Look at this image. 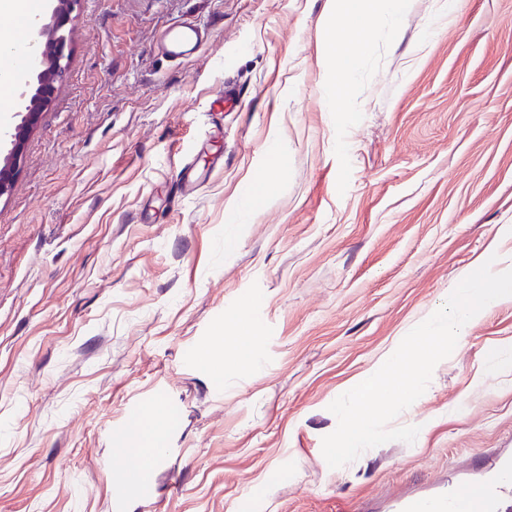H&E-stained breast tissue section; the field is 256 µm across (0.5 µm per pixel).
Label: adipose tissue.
Here are the masks:
<instances>
[{"instance_id":"1","label":"adipose tissue","mask_w":512,"mask_h":512,"mask_svg":"<svg viewBox=\"0 0 512 512\" xmlns=\"http://www.w3.org/2000/svg\"><path fill=\"white\" fill-rule=\"evenodd\" d=\"M408 0H329L325 16L329 36L324 56L334 72L331 106L348 108L349 90L354 82L355 52L380 20L396 21L404 15Z\"/></svg>"}]
</instances>
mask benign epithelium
<instances>
[{
	"label": "benign epithelium",
	"mask_w": 512,
	"mask_h": 512,
	"mask_svg": "<svg viewBox=\"0 0 512 512\" xmlns=\"http://www.w3.org/2000/svg\"><path fill=\"white\" fill-rule=\"evenodd\" d=\"M78 0H53L51 21L43 22L38 17L32 24L33 32L27 39L29 72L32 81L25 84L19 93L24 110L17 112L20 122L11 135V149L0 157V196L8 190L17 163L20 161V143L37 122L38 116L49 102L55 83L60 81L66 65V38L62 31Z\"/></svg>",
	"instance_id": "obj_1"
}]
</instances>
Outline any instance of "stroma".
Segmentation results:
<instances>
[{
    "mask_svg": "<svg viewBox=\"0 0 512 512\" xmlns=\"http://www.w3.org/2000/svg\"><path fill=\"white\" fill-rule=\"evenodd\" d=\"M327 5L79 0L0 196V512H113L137 403L179 414L124 512L381 508L512 455V299L394 419L414 443L322 454L330 404L463 270L512 256V0H411L344 112ZM186 17L209 39L176 64L157 41Z\"/></svg>",
    "mask_w": 512,
    "mask_h": 512,
    "instance_id": "1",
    "label": "stroma"
}]
</instances>
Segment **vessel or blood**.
<instances>
[{
	"label": "vessel or blood",
	"instance_id": "1",
	"mask_svg": "<svg viewBox=\"0 0 512 512\" xmlns=\"http://www.w3.org/2000/svg\"><path fill=\"white\" fill-rule=\"evenodd\" d=\"M204 33L192 19H185L163 33L167 53L173 60H184L196 53ZM164 450L144 459L123 458L119 466L124 483L115 488L112 498L114 512H122L127 485L136 483L144 472L151 470L158 459L164 458ZM512 495V460L502 459L498 469L479 487L460 484L456 492L446 486H438L421 493L396 496L390 512H501L508 496Z\"/></svg>",
	"mask_w": 512,
	"mask_h": 512
}]
</instances>
